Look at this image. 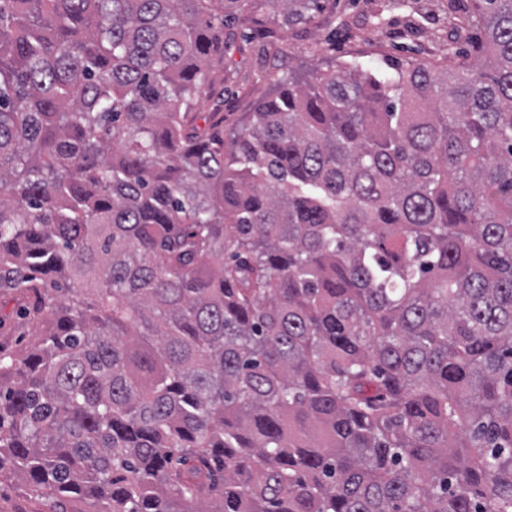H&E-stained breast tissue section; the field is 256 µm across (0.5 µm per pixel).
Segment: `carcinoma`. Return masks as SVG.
Instances as JSON below:
<instances>
[{"label": "carcinoma", "mask_w": 512, "mask_h": 512, "mask_svg": "<svg viewBox=\"0 0 512 512\" xmlns=\"http://www.w3.org/2000/svg\"><path fill=\"white\" fill-rule=\"evenodd\" d=\"M318 2L0 0L31 512H512V0L472 60L269 74L222 131L224 28Z\"/></svg>", "instance_id": "cac0c4a2"}]
</instances>
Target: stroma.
Instances as JSON below:
<instances>
[{"instance_id":"obj_1","label":"stroma","mask_w":512,"mask_h":512,"mask_svg":"<svg viewBox=\"0 0 512 512\" xmlns=\"http://www.w3.org/2000/svg\"><path fill=\"white\" fill-rule=\"evenodd\" d=\"M388 0H320L314 20L277 29L281 54L260 60L250 37L261 26L235 27L236 39L224 54V109L234 118L252 111L263 75L284 77L315 64L355 63L367 70L384 68L386 60L438 59L449 50L469 49L475 28H460L448 11V0H405L399 11L384 12ZM387 23H380V13Z\"/></svg>"}]
</instances>
